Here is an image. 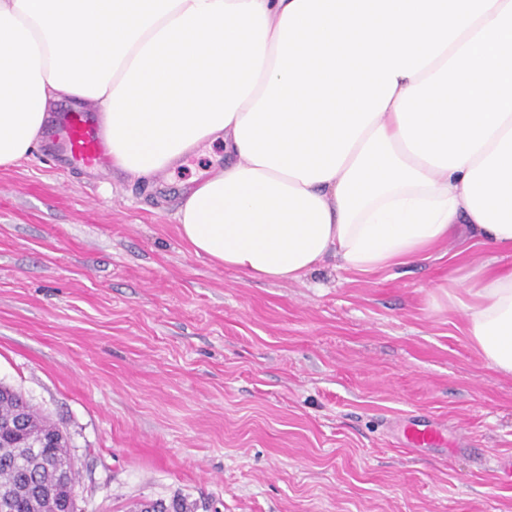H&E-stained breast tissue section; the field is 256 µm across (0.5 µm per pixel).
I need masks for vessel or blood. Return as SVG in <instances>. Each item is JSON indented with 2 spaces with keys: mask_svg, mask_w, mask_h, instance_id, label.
Instances as JSON below:
<instances>
[{
  "mask_svg": "<svg viewBox=\"0 0 512 512\" xmlns=\"http://www.w3.org/2000/svg\"><path fill=\"white\" fill-rule=\"evenodd\" d=\"M57 135L66 144L69 165L81 170H99L103 152L100 129L85 112L63 115ZM408 448H437L445 445L442 429L434 424L408 423L403 431Z\"/></svg>",
  "mask_w": 512,
  "mask_h": 512,
  "instance_id": "b4317fda",
  "label": "vessel or blood"
}]
</instances>
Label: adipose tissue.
I'll use <instances>...</instances> for the list:
<instances>
[{"mask_svg":"<svg viewBox=\"0 0 512 512\" xmlns=\"http://www.w3.org/2000/svg\"><path fill=\"white\" fill-rule=\"evenodd\" d=\"M150 180L223 141L175 218L252 280L368 274L468 229L442 286L512 375V0H0V167L61 100Z\"/></svg>","mask_w":512,"mask_h":512,"instance_id":"adipose-tissue-1","label":"adipose tissue"}]
</instances>
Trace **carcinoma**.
Listing matches in <instances>:
<instances>
[{
    "mask_svg": "<svg viewBox=\"0 0 512 512\" xmlns=\"http://www.w3.org/2000/svg\"><path fill=\"white\" fill-rule=\"evenodd\" d=\"M13 417L21 433L0 434V512H76L69 501L76 481L66 436L19 393L4 387L0 418ZM186 499L157 501L153 512H191Z\"/></svg>",
    "mask_w": 512,
    "mask_h": 512,
    "instance_id": "obj_1",
    "label": "carcinoma"
}]
</instances>
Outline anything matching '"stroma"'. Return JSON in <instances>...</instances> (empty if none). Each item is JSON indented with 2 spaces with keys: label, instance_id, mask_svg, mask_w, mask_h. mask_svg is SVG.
<instances>
[{
  "label": "stroma",
  "instance_id": "stroma-1",
  "mask_svg": "<svg viewBox=\"0 0 512 512\" xmlns=\"http://www.w3.org/2000/svg\"><path fill=\"white\" fill-rule=\"evenodd\" d=\"M0 168V384L67 437L78 512L179 495L195 512H512V375L490 369L449 265L251 280L195 256L175 211L215 141L150 181L67 165L51 125ZM438 420L418 455L400 426Z\"/></svg>",
  "mask_w": 512,
  "mask_h": 512
}]
</instances>
